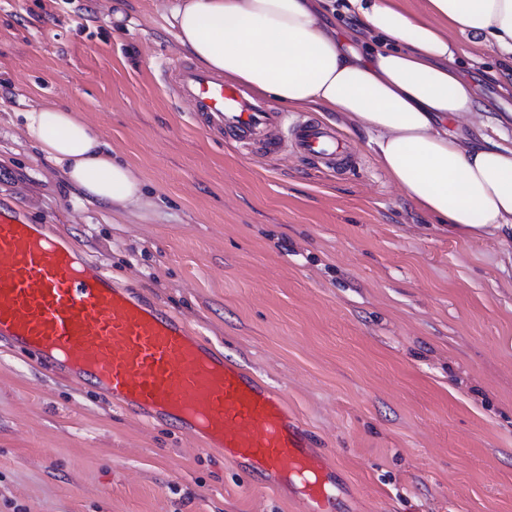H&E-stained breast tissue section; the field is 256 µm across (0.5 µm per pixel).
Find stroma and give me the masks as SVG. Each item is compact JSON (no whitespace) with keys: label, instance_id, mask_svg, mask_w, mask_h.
<instances>
[{"label":"stroma","instance_id":"35a3bbf8","mask_svg":"<svg viewBox=\"0 0 512 512\" xmlns=\"http://www.w3.org/2000/svg\"><path fill=\"white\" fill-rule=\"evenodd\" d=\"M170 0H0V194L280 392L336 512H512V243L421 212L349 133L327 173L245 154L159 79ZM483 117L512 114L458 58ZM77 111L152 195L88 200L7 112ZM293 485L82 392L0 341V512H299Z\"/></svg>","mask_w":512,"mask_h":512}]
</instances>
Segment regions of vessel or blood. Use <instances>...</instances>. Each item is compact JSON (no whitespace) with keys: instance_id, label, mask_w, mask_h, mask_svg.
<instances>
[{"instance_id":"vessel-or-blood-1","label":"vessel or blood","mask_w":512,"mask_h":512,"mask_svg":"<svg viewBox=\"0 0 512 512\" xmlns=\"http://www.w3.org/2000/svg\"><path fill=\"white\" fill-rule=\"evenodd\" d=\"M176 98L224 140L267 157L285 151L332 170L353 165L322 121L293 118L177 55L160 65ZM0 339L147 421L200 436L234 463L298 479L302 512H326L333 480L285 402L158 303L112 280L71 237L35 224L0 195Z\"/></svg>"}]
</instances>
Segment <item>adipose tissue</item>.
Instances as JSON below:
<instances>
[{
  "instance_id": "obj_1",
  "label": "adipose tissue",
  "mask_w": 512,
  "mask_h": 512,
  "mask_svg": "<svg viewBox=\"0 0 512 512\" xmlns=\"http://www.w3.org/2000/svg\"><path fill=\"white\" fill-rule=\"evenodd\" d=\"M360 35L382 38L363 57L324 19L320 0H172L165 20L179 48L292 110L343 118L367 137L391 183L423 213L468 239L512 241V143L461 136L476 91L455 66L467 47L497 49L512 66V0H346ZM27 140L91 199L145 204L143 182L71 109L17 113Z\"/></svg>"
}]
</instances>
